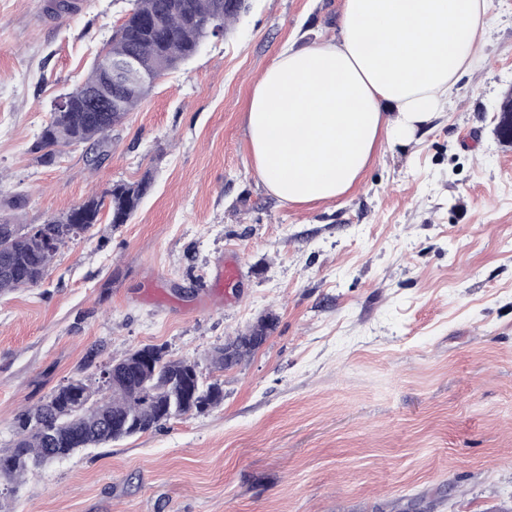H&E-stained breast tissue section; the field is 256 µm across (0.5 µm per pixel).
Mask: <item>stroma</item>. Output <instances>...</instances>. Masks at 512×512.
I'll list each match as a JSON object with an SVG mask.
<instances>
[{"label": "stroma", "mask_w": 512, "mask_h": 512, "mask_svg": "<svg viewBox=\"0 0 512 512\" xmlns=\"http://www.w3.org/2000/svg\"><path fill=\"white\" fill-rule=\"evenodd\" d=\"M0 0V217L41 224L152 174L125 224L67 242L0 297V450L23 411L144 345L195 361L221 405L0 476L5 512H504L512 506V0L418 141L381 145L341 198L279 202L245 112L282 47L339 30L343 0H245L155 85L98 167L32 151L129 0ZM27 201L15 206L13 197ZM234 262L238 278L224 283ZM276 319L216 369L226 339ZM274 326L275 317L268 315L245 332L229 338L215 356V366L224 370L240 364L250 357L256 348L266 340Z\"/></svg>", "instance_id": "obj_1"}]
</instances>
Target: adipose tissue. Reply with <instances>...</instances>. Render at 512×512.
Returning a JSON list of instances; mask_svg holds the SVG:
<instances>
[{
    "label": "adipose tissue",
    "instance_id": "1",
    "mask_svg": "<svg viewBox=\"0 0 512 512\" xmlns=\"http://www.w3.org/2000/svg\"><path fill=\"white\" fill-rule=\"evenodd\" d=\"M491 0H344L340 33L282 49L246 116L254 168L292 204L343 196L381 140L422 135L472 70Z\"/></svg>",
    "mask_w": 512,
    "mask_h": 512
}]
</instances>
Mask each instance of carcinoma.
<instances>
[{"label": "carcinoma", "instance_id": "cac0c4a2", "mask_svg": "<svg viewBox=\"0 0 512 512\" xmlns=\"http://www.w3.org/2000/svg\"><path fill=\"white\" fill-rule=\"evenodd\" d=\"M123 22L102 50L114 58L134 55L141 68L157 78L192 59L210 29L238 17L241 0H130ZM150 86L112 85V76L92 64L85 79L66 93L67 109L52 110L34 151L52 161L63 147L83 146L96 167L106 155L112 130L122 124L151 92ZM152 187L145 174L134 183L116 182L104 195H91L60 217L43 224H14L0 218V296L38 285L48 274L61 246L99 223L109 208L111 223L125 224ZM275 326L269 315L228 339L214 358L229 369L250 357ZM116 379H73L47 401L16 418L14 446L0 451V474L15 481L31 468L69 458L83 448L117 441L158 428L192 412L219 406L224 391L217 380H202L197 364L174 359L162 348L146 345L118 360Z\"/></svg>", "mask_w": 512, "mask_h": 512}]
</instances>
